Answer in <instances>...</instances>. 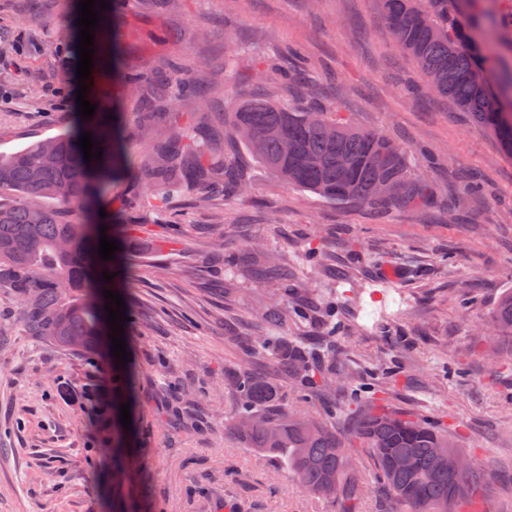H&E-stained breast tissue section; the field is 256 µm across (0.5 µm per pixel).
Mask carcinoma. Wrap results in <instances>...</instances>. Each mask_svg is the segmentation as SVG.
<instances>
[{
  "label": "carcinoma",
  "instance_id": "cac0c4a2",
  "mask_svg": "<svg viewBox=\"0 0 512 512\" xmlns=\"http://www.w3.org/2000/svg\"><path fill=\"white\" fill-rule=\"evenodd\" d=\"M392 42L415 63L422 87L454 102L473 123L512 156V39L474 11V0H377ZM297 70L273 67L255 86L228 125L233 138L274 179L314 192L329 202L378 208L424 205L427 179L412 172L404 149L380 131L346 119L331 102L308 119L309 111L269 99V84L296 83ZM164 94L206 99L210 82L201 73L184 75L171 65L154 72ZM99 159L86 161L78 145L83 133ZM121 114L78 117L69 129L25 147L0 153V288L18 298L28 335L78 354L97 350L107 299L102 272L115 273L98 255L100 235L112 237V213L100 217L96 199L112 194V178L128 176L145 189L141 203L156 207L157 189L183 184H222L245 193L253 180L235 160L211 150L213 130L169 127L167 140L140 161L123 160ZM397 186L384 197L382 182ZM107 226L100 232V226ZM257 279L278 295L294 293L280 257L267 260ZM488 325L512 338V290L489 312ZM270 351L288 383L308 402L345 389L348 375L324 364L320 354L295 338L282 344L271 336ZM225 386L239 402L232 429L256 452L279 460L302 488L330 500L334 512H360L368 483L347 466L351 445L304 410L288 408L274 382L244 370ZM365 391L353 390L330 417L359 415L354 434L372 460L376 478L400 505V512H486L490 478L475 456L467 479L448 466L464 454L456 431L438 421L381 405L363 406ZM406 457L412 466L393 467Z\"/></svg>",
  "mask_w": 512,
  "mask_h": 512
}]
</instances>
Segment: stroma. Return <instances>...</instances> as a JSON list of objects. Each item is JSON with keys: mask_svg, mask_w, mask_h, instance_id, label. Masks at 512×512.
Masks as SVG:
<instances>
[{"mask_svg": "<svg viewBox=\"0 0 512 512\" xmlns=\"http://www.w3.org/2000/svg\"><path fill=\"white\" fill-rule=\"evenodd\" d=\"M123 65L93 75L99 111L123 113L125 151L161 145L170 116L184 125L234 111L263 69L294 68L311 82L270 88L275 101L336 100L345 116L409 150L427 174L430 201L379 210L333 204L268 177L233 138L214 143L255 179L252 194L223 188L171 192L141 207V187L117 177L112 211L115 285L126 309V365L108 347L78 355L27 336L20 304L0 289V512H331L290 472L227 430L237 410L224 380L272 374L248 347L266 335L278 299L259 285L254 242L285 252L316 305L285 336L333 344L371 396L457 427L461 445L493 475L487 512H512V368L490 353L512 347L486 317L512 289V157L451 101L410 94L409 56L386 36L375 0H107ZM79 0H0V151L57 135L77 110ZM304 49L293 61L289 45ZM171 62L208 75L210 96L162 102L151 132L137 133L140 96L124 70ZM483 194L449 212L463 177ZM325 256L314 268L305 253ZM131 428L103 459L120 405Z\"/></svg>", "mask_w": 512, "mask_h": 512, "instance_id": "obj_1", "label": "stroma"}]
</instances>
